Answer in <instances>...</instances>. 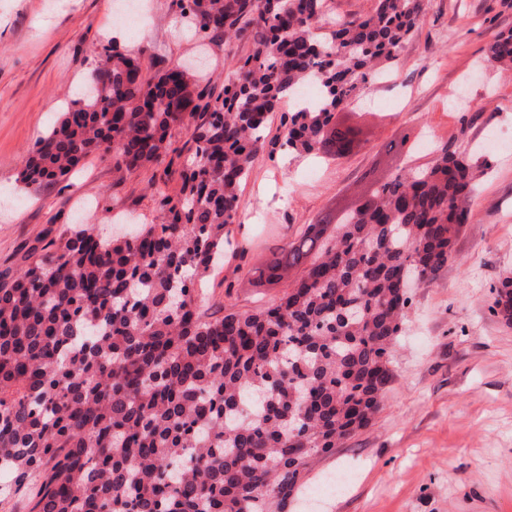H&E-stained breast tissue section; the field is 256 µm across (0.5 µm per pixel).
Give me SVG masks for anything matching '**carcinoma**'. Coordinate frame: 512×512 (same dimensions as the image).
Instances as JSON below:
<instances>
[{"mask_svg":"<svg viewBox=\"0 0 512 512\" xmlns=\"http://www.w3.org/2000/svg\"><path fill=\"white\" fill-rule=\"evenodd\" d=\"M202 37L251 29L253 49L224 93L93 45L84 91L34 143L23 189L66 181L92 153L118 172L160 163L171 131L189 138L181 187L157 189L160 224L110 239L71 228L0 272V509L16 512H288L314 460L382 409L412 305L469 223L479 165L446 145L386 182L345 222L322 217L253 269L268 307L204 319L199 289L230 244L240 189L270 116L313 84L317 103L283 123L284 145L341 157L362 130L336 119L398 60L424 0H374L315 33L324 0H178ZM486 60L512 68V30ZM409 137L387 154L414 150ZM491 310L512 325V277Z\"/></svg>","mask_w":512,"mask_h":512,"instance_id":"1","label":"carcinoma"}]
</instances>
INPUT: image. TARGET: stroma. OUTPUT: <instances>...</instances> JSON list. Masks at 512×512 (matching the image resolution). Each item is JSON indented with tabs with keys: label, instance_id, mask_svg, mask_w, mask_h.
<instances>
[{
	"label": "stroma",
	"instance_id": "obj_1",
	"mask_svg": "<svg viewBox=\"0 0 512 512\" xmlns=\"http://www.w3.org/2000/svg\"><path fill=\"white\" fill-rule=\"evenodd\" d=\"M119 8L120 0H0V270L20 265L50 228H100L118 216L132 228L161 223L154 180L180 189L176 167L149 165L116 180L108 155L89 157L66 184L27 191L16 183L34 141L85 81L89 48L111 38ZM511 28L512 0H425L389 82L337 112L361 128L360 145L340 158L288 151L284 114L275 112L241 187L230 237L246 250L226 252L206 277L208 316L250 311L281 293L258 285L252 268L303 225L325 214L342 220L390 179L401 162L382 154L386 141L418 135L457 151L485 149L473 221L453 260L415 291L382 412L312 472L351 475L347 491L318 512H512V325L491 310L492 286L512 276V74L470 77ZM128 49L145 77L196 62L220 90L252 45L198 40L174 0H149V30L131 35ZM461 94L471 102L465 124L454 103Z\"/></svg>",
	"mask_w": 512,
	"mask_h": 512
}]
</instances>
